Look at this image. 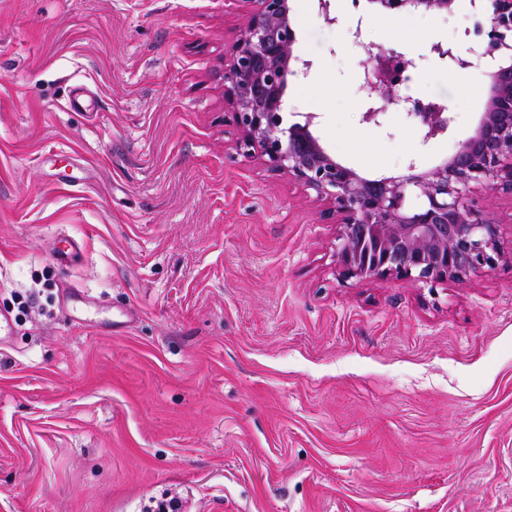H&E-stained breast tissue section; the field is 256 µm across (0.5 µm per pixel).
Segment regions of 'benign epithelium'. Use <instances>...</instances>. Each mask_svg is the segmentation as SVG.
<instances>
[{
	"label": "benign epithelium",
	"instance_id": "7a95c632",
	"mask_svg": "<svg viewBox=\"0 0 512 512\" xmlns=\"http://www.w3.org/2000/svg\"><path fill=\"white\" fill-rule=\"evenodd\" d=\"M246 25L224 65V104L238 129L237 151L288 173L329 203L336 224L339 275L357 282L410 279L463 283L511 262L500 245L499 223L482 204L493 191L512 196V0H470V23L460 33L465 53L434 43L430 52L461 69L488 61V92L474 133L429 170L410 162L397 176L369 179L338 161L314 135L318 115L283 126V102L297 74V31L291 0H244ZM397 18L414 12L451 15L456 0H368ZM365 55L360 89L364 122L391 111L416 123L426 144L452 123L447 105L397 94L415 60L352 32Z\"/></svg>",
	"mask_w": 512,
	"mask_h": 512
}]
</instances>
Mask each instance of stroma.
Returning <instances> with one entry per match:
<instances>
[{"mask_svg":"<svg viewBox=\"0 0 512 512\" xmlns=\"http://www.w3.org/2000/svg\"><path fill=\"white\" fill-rule=\"evenodd\" d=\"M332 6L329 26L292 2L313 66L286 123L318 113L368 177L440 164L483 108L430 52L466 7ZM362 13L449 133L360 122ZM245 21L244 0H0V512H512V265L343 281L323 203L235 148L224 60ZM78 87L94 111L68 108ZM376 5L377 12L389 18H397L414 12H431L452 15L456 0H368Z\"/></svg>","mask_w":512,"mask_h":512,"instance_id":"1","label":"stroma"}]
</instances>
